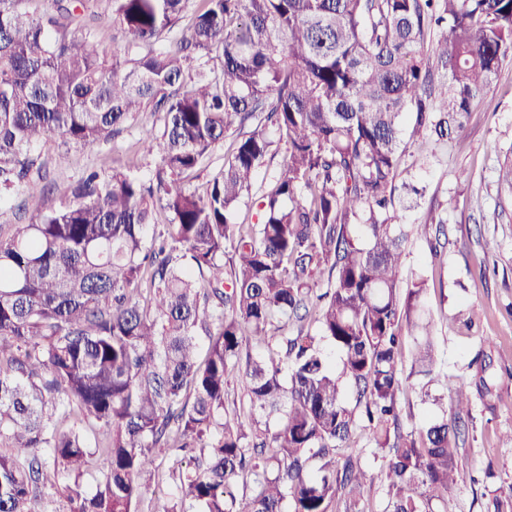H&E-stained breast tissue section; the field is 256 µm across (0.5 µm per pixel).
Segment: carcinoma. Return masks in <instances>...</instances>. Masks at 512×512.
Instances as JSON below:
<instances>
[{"mask_svg": "<svg viewBox=\"0 0 512 512\" xmlns=\"http://www.w3.org/2000/svg\"><path fill=\"white\" fill-rule=\"evenodd\" d=\"M26 2L0 0V203L41 175L38 143L90 146L135 112L162 115L140 137L161 168L92 172L0 238V512H37L51 472L67 479L51 512H136L159 457L177 484L163 512H364L371 474L345 453L361 429L382 512H457L468 386L437 366L425 274L400 281L413 233L434 260L448 234L396 221L425 192L397 181L399 153L465 127L512 56V0H205L167 46L190 0H107L129 37L112 57L67 33L83 0ZM271 129L287 157L258 193ZM233 132L205 194L184 188ZM159 208L175 223L148 239ZM305 320L315 333L288 332ZM412 378L440 414L405 432Z\"/></svg>", "mask_w": 512, "mask_h": 512, "instance_id": "cac0c4a2", "label": "carcinoma"}]
</instances>
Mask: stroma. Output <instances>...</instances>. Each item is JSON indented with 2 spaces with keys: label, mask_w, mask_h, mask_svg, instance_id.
<instances>
[{
  "label": "stroma",
  "mask_w": 512,
  "mask_h": 512,
  "mask_svg": "<svg viewBox=\"0 0 512 512\" xmlns=\"http://www.w3.org/2000/svg\"><path fill=\"white\" fill-rule=\"evenodd\" d=\"M160 117L139 113L108 141L91 147L63 146L52 137L36 152L45 179L24 184L0 205V238L25 224L53 202L66 198L71 185L88 170L102 175L133 168L154 178L158 156L138 152L143 128ZM512 159V60L505 61L485 98L474 107L465 130L436 156L421 158L408 148L400 178L415 177L426 193L403 221L445 220L448 245L433 263L428 242L411 236L406 245L404 281L422 272L428 278L426 303L435 317L440 360L449 372L475 382L484 374L492 392L473 396L471 413L459 422L463 444L452 496L457 512H494V497L512 492V192L501 186L499 169ZM467 310L473 331L448 324L451 314Z\"/></svg>",
  "instance_id": "obj_1"
}]
</instances>
